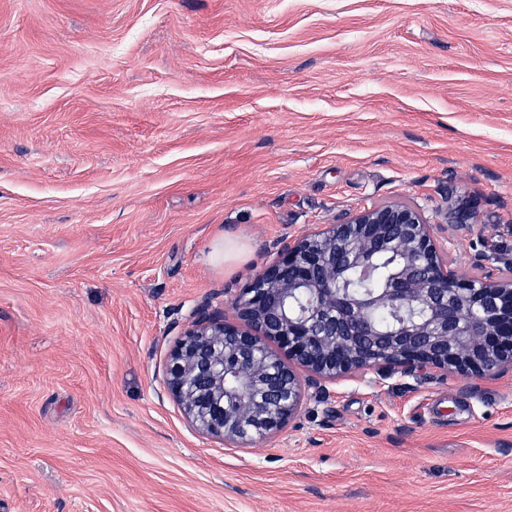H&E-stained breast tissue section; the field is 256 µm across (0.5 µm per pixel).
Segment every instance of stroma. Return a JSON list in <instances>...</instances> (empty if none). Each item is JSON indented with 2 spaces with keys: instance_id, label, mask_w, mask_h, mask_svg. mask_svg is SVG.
<instances>
[{
  "instance_id": "35a3bbf8",
  "label": "stroma",
  "mask_w": 512,
  "mask_h": 512,
  "mask_svg": "<svg viewBox=\"0 0 512 512\" xmlns=\"http://www.w3.org/2000/svg\"><path fill=\"white\" fill-rule=\"evenodd\" d=\"M390 203L512 272V0H0V512H512V370L343 376L253 448L167 389L201 303Z\"/></svg>"
}]
</instances>
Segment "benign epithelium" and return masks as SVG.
I'll use <instances>...</instances> for the list:
<instances>
[{
    "mask_svg": "<svg viewBox=\"0 0 512 512\" xmlns=\"http://www.w3.org/2000/svg\"><path fill=\"white\" fill-rule=\"evenodd\" d=\"M383 253L398 255L387 287H343L337 270ZM232 308L243 325L199 305L166 379L192 427L226 448L281 431L305 396H326L344 374L435 368L478 379L512 367V278L458 272L434 225L403 204L365 208L288 242ZM383 308L401 322L379 327Z\"/></svg>",
    "mask_w": 512,
    "mask_h": 512,
    "instance_id": "benign-epithelium-1",
    "label": "benign epithelium"
}]
</instances>
